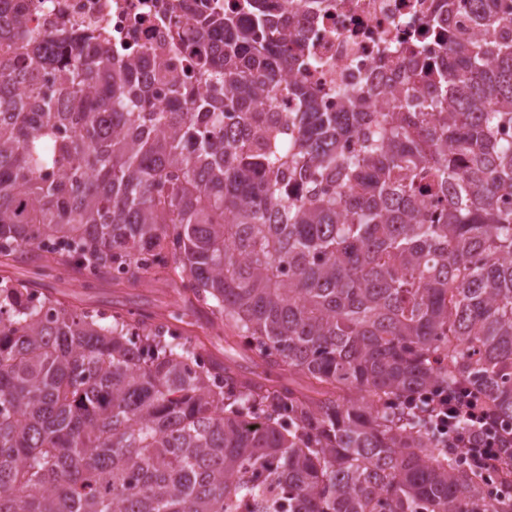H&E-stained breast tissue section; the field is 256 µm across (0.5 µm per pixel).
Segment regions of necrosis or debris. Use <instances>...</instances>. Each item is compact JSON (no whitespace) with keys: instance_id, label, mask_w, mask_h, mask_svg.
<instances>
[{"instance_id":"necrosis-or-debris-1","label":"necrosis or debris","mask_w":512,"mask_h":512,"mask_svg":"<svg viewBox=\"0 0 512 512\" xmlns=\"http://www.w3.org/2000/svg\"><path fill=\"white\" fill-rule=\"evenodd\" d=\"M237 0H23L31 26L44 39L59 29L100 33L112 45L115 65L145 56L185 75L187 56L172 38L174 25L191 29L204 9L229 10ZM324 8L304 6L303 45L314 64L300 78L319 90L323 108L342 111L343 90H374V109L391 111L389 72L380 59L408 56L407 40L424 28L437 0H324Z\"/></svg>"}]
</instances>
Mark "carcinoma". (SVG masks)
Masks as SVG:
<instances>
[{
    "instance_id": "carcinoma-1",
    "label": "carcinoma",
    "mask_w": 512,
    "mask_h": 512,
    "mask_svg": "<svg viewBox=\"0 0 512 512\" xmlns=\"http://www.w3.org/2000/svg\"><path fill=\"white\" fill-rule=\"evenodd\" d=\"M469 2L498 42L444 37L445 0L436 56L381 58L426 112L322 111L266 0L195 16L208 97L101 34L50 53L20 4L0 21V512H512L415 412L465 383L512 420V4ZM148 63L192 111H156ZM277 91L301 112H258ZM29 257L155 270L204 336L41 292Z\"/></svg>"
}]
</instances>
